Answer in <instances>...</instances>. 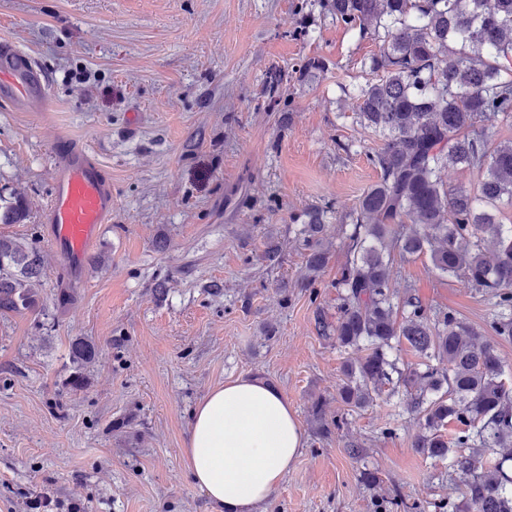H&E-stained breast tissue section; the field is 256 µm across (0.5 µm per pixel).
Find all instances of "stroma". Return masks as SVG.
<instances>
[{
    "label": "stroma",
    "instance_id": "obj_1",
    "mask_svg": "<svg viewBox=\"0 0 512 512\" xmlns=\"http://www.w3.org/2000/svg\"><path fill=\"white\" fill-rule=\"evenodd\" d=\"M1 41L38 60L49 98L42 112L0 101V198L29 203L0 235L45 259L37 307L0 314V512H31L40 496L45 512H217L182 448L196 405L239 377L274 386L303 431L258 512H378L397 492L418 512L461 503L466 475L414 446L405 389L347 410L351 353L318 330L340 304L343 229L380 177L370 157L383 140L341 90L363 80L377 44L312 0H0ZM312 58L324 69L305 71ZM61 136L112 183V216L75 275L44 221ZM314 207L330 260L309 283L298 230ZM392 277L398 294L494 340L512 379V338L490 330L489 296L425 253L395 262ZM79 337L97 348L81 368L69 353ZM319 398L341 422L326 435ZM366 466L378 488L360 482Z\"/></svg>",
    "mask_w": 512,
    "mask_h": 512
}]
</instances>
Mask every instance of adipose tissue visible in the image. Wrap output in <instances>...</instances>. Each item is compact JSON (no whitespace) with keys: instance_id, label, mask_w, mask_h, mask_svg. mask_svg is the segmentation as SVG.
Listing matches in <instances>:
<instances>
[{"instance_id":"1","label":"adipose tissue","mask_w":512,"mask_h":512,"mask_svg":"<svg viewBox=\"0 0 512 512\" xmlns=\"http://www.w3.org/2000/svg\"><path fill=\"white\" fill-rule=\"evenodd\" d=\"M303 446L283 395L255 377L210 390L193 413L184 457L207 498L225 512H256Z\"/></svg>"}]
</instances>
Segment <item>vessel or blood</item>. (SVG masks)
Listing matches in <instances>:
<instances>
[{"label": "vessel or blood", "mask_w": 512, "mask_h": 512, "mask_svg": "<svg viewBox=\"0 0 512 512\" xmlns=\"http://www.w3.org/2000/svg\"><path fill=\"white\" fill-rule=\"evenodd\" d=\"M46 84L35 59L9 42L0 43V99L15 111H42ZM112 213V185L101 165L68 140L56 148L53 187L45 221L54 248L71 271H81Z\"/></svg>", "instance_id": "b4317fda"}]
</instances>
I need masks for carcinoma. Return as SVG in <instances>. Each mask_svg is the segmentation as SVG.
<instances>
[{"label": "carcinoma", "instance_id": "obj_1", "mask_svg": "<svg viewBox=\"0 0 512 512\" xmlns=\"http://www.w3.org/2000/svg\"><path fill=\"white\" fill-rule=\"evenodd\" d=\"M320 9L360 39L378 44L369 77L353 87L357 116L384 145L371 157L379 180L360 197L344 232L346 260L336 278L340 346L362 352L343 367L340 398L350 408L373 404L402 385L420 422L414 447L470 476L458 512H512V386L495 345L452 310L432 309L409 295L394 300L396 257L429 253L433 268L465 279L495 300L491 328L512 337V141H492L493 124L512 122V0H318ZM447 168L481 179L451 186ZM27 201L0 205V224H17ZM324 212L305 214L304 279L329 260ZM44 258L0 236V312L37 306ZM403 319H398V315ZM407 344L419 362L399 369L392 352ZM70 354L91 362L93 344L75 339ZM438 360L447 364L439 368ZM397 377H392V374ZM454 435H448V427ZM418 508L396 494L385 512Z\"/></svg>", "mask_w": 512, "mask_h": 512}]
</instances>
